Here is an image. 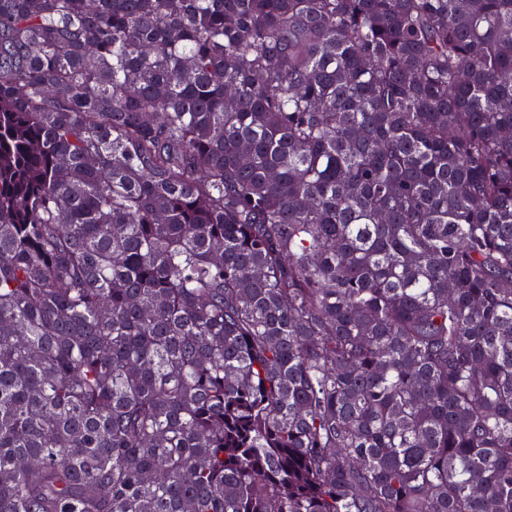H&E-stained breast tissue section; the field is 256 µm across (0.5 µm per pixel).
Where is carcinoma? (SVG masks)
<instances>
[{
  "mask_svg": "<svg viewBox=\"0 0 512 512\" xmlns=\"http://www.w3.org/2000/svg\"><path fill=\"white\" fill-rule=\"evenodd\" d=\"M0 512H512V0H0Z\"/></svg>",
  "mask_w": 512,
  "mask_h": 512,
  "instance_id": "carcinoma-1",
  "label": "carcinoma"
}]
</instances>
